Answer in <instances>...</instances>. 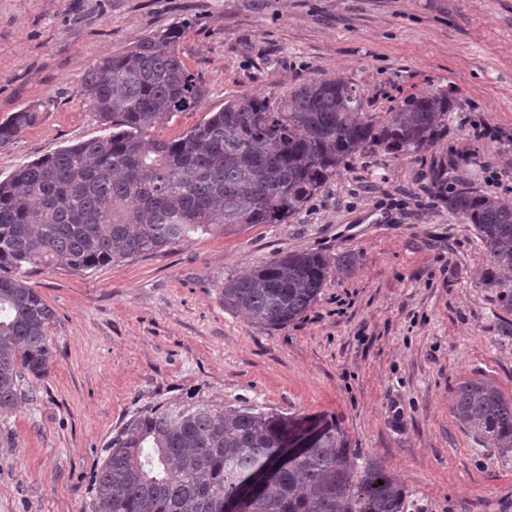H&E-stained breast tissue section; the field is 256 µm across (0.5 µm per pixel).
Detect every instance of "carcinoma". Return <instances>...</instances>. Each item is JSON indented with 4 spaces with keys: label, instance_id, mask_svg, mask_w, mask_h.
I'll list each match as a JSON object with an SVG mask.
<instances>
[{
    "label": "carcinoma",
    "instance_id": "1",
    "mask_svg": "<svg viewBox=\"0 0 512 512\" xmlns=\"http://www.w3.org/2000/svg\"><path fill=\"white\" fill-rule=\"evenodd\" d=\"M166 29L96 64L84 78L89 109L112 128L24 165L0 180V413L12 410L25 376L54 362L52 308L26 270L63 259L85 275L154 255L236 224H281L373 146L414 155L448 132L452 99L411 96L377 122L349 82L312 79L272 107L232 99L181 134L157 125L200 107L205 85ZM37 118L23 109L0 122V148ZM468 157H439L429 190L448 214L473 225L491 267L499 308L512 316V207L448 179ZM331 260L310 251L276 255L224 283V309L278 330L315 304ZM452 412L480 442L512 448V399L487 379L453 393ZM315 425V445L280 470L245 512H404L405 494L379 466L356 457L334 423L252 406L195 403L153 407L130 419L105 447L92 512H224L241 477L272 469L282 445Z\"/></svg>",
    "mask_w": 512,
    "mask_h": 512
}]
</instances>
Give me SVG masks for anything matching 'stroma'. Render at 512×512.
I'll use <instances>...</instances> for the list:
<instances>
[{"label":"stroma","mask_w":512,"mask_h":512,"mask_svg":"<svg viewBox=\"0 0 512 512\" xmlns=\"http://www.w3.org/2000/svg\"><path fill=\"white\" fill-rule=\"evenodd\" d=\"M172 27L208 96L154 136L230 99L280 103L318 77L352 83L379 122L441 90L454 107L432 155L472 157L457 177L512 206V0H0V121L38 110L0 149V180L106 135L85 75ZM430 157L348 160L282 224L233 226L86 275L30 270L55 313L54 364L0 413V512H92V476L117 430L146 408L196 402L336 422L403 488L404 512H512V451L480 445L451 410L471 379L512 398V335L473 226L425 189ZM292 251L348 252L357 268L331 275L279 330L225 310L226 280Z\"/></svg>","instance_id":"35a3bbf8"}]
</instances>
